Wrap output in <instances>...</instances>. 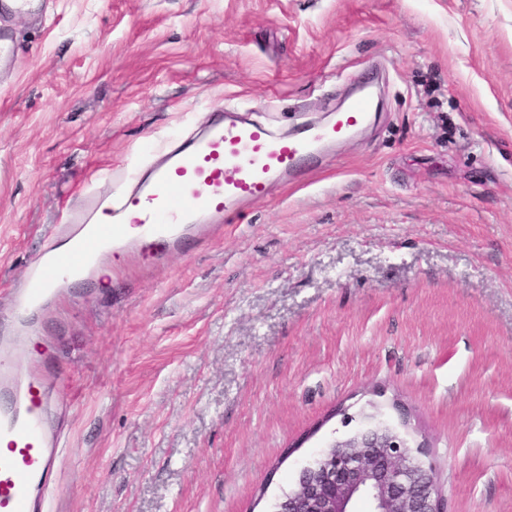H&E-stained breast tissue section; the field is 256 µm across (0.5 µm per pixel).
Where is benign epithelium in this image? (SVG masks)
Wrapping results in <instances>:
<instances>
[{"label":"benign epithelium","mask_w":512,"mask_h":512,"mask_svg":"<svg viewBox=\"0 0 512 512\" xmlns=\"http://www.w3.org/2000/svg\"><path fill=\"white\" fill-rule=\"evenodd\" d=\"M369 406L373 411L361 414L355 429L301 468L276 512H354L352 504L362 498L369 512H447L427 445L415 441L404 405L391 402L395 423L377 420L378 405Z\"/></svg>","instance_id":"benign-epithelium-1"}]
</instances>
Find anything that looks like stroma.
Masks as SVG:
<instances>
[{
	"label": "stroma",
	"instance_id": "1",
	"mask_svg": "<svg viewBox=\"0 0 512 512\" xmlns=\"http://www.w3.org/2000/svg\"><path fill=\"white\" fill-rule=\"evenodd\" d=\"M0 68V318L87 195L237 104L374 122L155 268L105 259L35 345L61 383L43 512H271L401 401L447 512H512V0H50Z\"/></svg>",
	"mask_w": 512,
	"mask_h": 512
}]
</instances>
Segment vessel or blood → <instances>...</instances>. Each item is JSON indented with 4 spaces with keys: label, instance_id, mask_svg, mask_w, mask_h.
I'll list each match as a JSON object with an SVG mask.
<instances>
[{
    "label": "vessel or blood",
    "instance_id": "1",
    "mask_svg": "<svg viewBox=\"0 0 512 512\" xmlns=\"http://www.w3.org/2000/svg\"><path fill=\"white\" fill-rule=\"evenodd\" d=\"M370 105V97L361 96L330 126L292 137L241 120L232 109L215 113L203 136L170 148L130 191L93 197L69 215L58 230L64 248L31 257L25 287L12 294L14 318L54 304L64 285L93 277L110 254L135 253L160 266L171 254L188 252L214 230L215 220L264 201L273 183L298 180L331 145L357 131ZM103 216L110 220L105 229L98 224ZM59 395L27 344L1 331L0 512H40L59 454L45 416Z\"/></svg>",
    "mask_w": 512,
    "mask_h": 512
}]
</instances>
